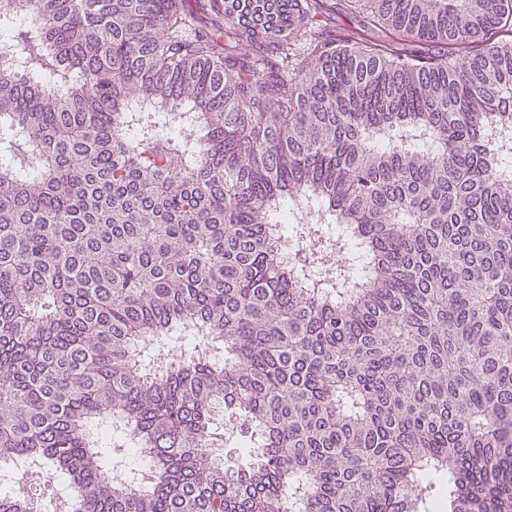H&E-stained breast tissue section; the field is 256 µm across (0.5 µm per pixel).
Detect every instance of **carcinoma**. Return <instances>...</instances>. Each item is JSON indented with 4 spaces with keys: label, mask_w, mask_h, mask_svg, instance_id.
Returning <instances> with one entry per match:
<instances>
[{
    "label": "carcinoma",
    "mask_w": 512,
    "mask_h": 512,
    "mask_svg": "<svg viewBox=\"0 0 512 512\" xmlns=\"http://www.w3.org/2000/svg\"><path fill=\"white\" fill-rule=\"evenodd\" d=\"M210 2L0 0V467L52 512H512V0H351L430 53ZM13 480L14 482L12 483L2 485L1 490L5 493L13 494L19 492V489L22 491L24 488V491H28L29 495L39 497L42 500L43 507L50 505L49 497L52 496L51 489H41L42 486H39V482L37 480H28L21 478V476H18ZM17 481H22L23 483H19Z\"/></svg>",
    "instance_id": "obj_1"
}]
</instances>
